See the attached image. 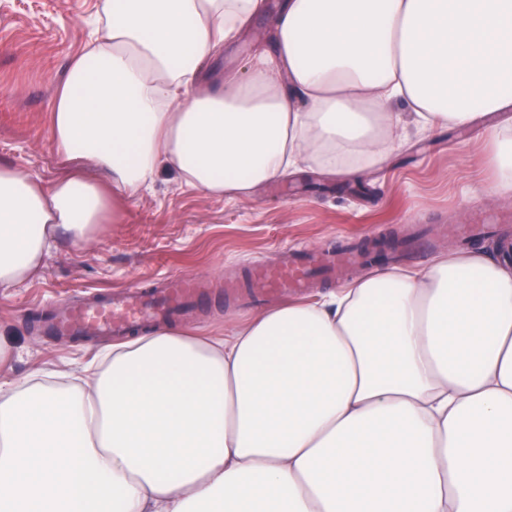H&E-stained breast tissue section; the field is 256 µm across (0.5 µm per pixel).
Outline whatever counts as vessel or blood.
I'll return each mask as SVG.
<instances>
[{
	"label": "vessel or blood",
	"mask_w": 512,
	"mask_h": 512,
	"mask_svg": "<svg viewBox=\"0 0 512 512\" xmlns=\"http://www.w3.org/2000/svg\"><path fill=\"white\" fill-rule=\"evenodd\" d=\"M353 261L354 256L349 252L298 247L278 263L253 264L252 279L268 298L298 294L318 271L337 277ZM196 288L195 280L174 278L156 298L135 288L101 291L81 307L60 308L51 318L49 328L59 335L124 336L143 324L172 322L184 312Z\"/></svg>",
	"instance_id": "obj_1"
}]
</instances>
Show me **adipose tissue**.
Returning <instances> with one entry per match:
<instances>
[{
    "label": "adipose tissue",
    "mask_w": 512,
    "mask_h": 512,
    "mask_svg": "<svg viewBox=\"0 0 512 512\" xmlns=\"http://www.w3.org/2000/svg\"><path fill=\"white\" fill-rule=\"evenodd\" d=\"M106 3L49 112L63 174L0 163V290L163 170L247 199L303 164L374 169L407 121L482 125L484 183L512 190V0H284L274 51L217 86L204 63L264 0ZM84 371L0 383V512H512L499 255L376 269L221 336L156 328Z\"/></svg>",
    "instance_id": "ef3b65f1"
}]
</instances>
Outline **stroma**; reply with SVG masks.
<instances>
[{"mask_svg":"<svg viewBox=\"0 0 512 512\" xmlns=\"http://www.w3.org/2000/svg\"><path fill=\"white\" fill-rule=\"evenodd\" d=\"M279 0L250 23L219 59L214 78L245 72L255 47L272 48ZM103 0H0V162L53 181L63 166L47 135L55 88L90 38ZM481 127L422 136L406 129L400 147L372 174L327 177L302 168L260 187L252 198L209 197L165 173L127 203L116 224L92 245L59 240L40 274L0 290V325L14 352L0 381L45 370L80 368L103 347L104 336H54L41 314L89 299L94 292L162 288L176 276L200 280L206 301L181 327L217 335L261 309L245 280L250 263L277 260L285 248H331L387 235L388 265L423 267L448 248L478 251L512 242V193L494 194L475 180L482 167ZM458 224H487V235L464 239Z\"/></svg>","mask_w":512,"mask_h":512,"instance_id":"35a3bbf8","label":"stroma"}]
</instances>
